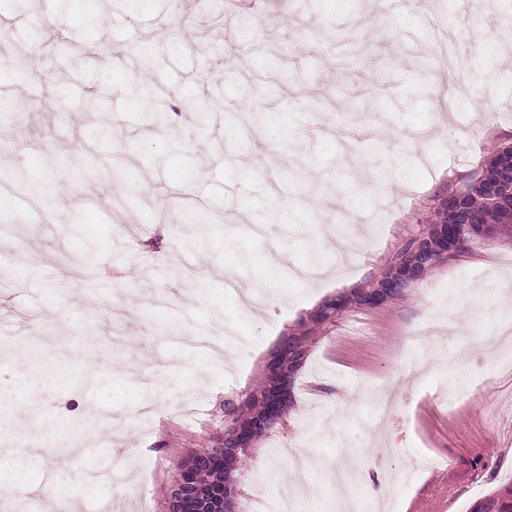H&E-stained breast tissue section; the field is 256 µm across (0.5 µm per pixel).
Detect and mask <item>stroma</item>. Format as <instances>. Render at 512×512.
<instances>
[{
	"label": "stroma",
	"mask_w": 512,
	"mask_h": 512,
	"mask_svg": "<svg viewBox=\"0 0 512 512\" xmlns=\"http://www.w3.org/2000/svg\"><path fill=\"white\" fill-rule=\"evenodd\" d=\"M446 30L468 63L448 83ZM1 31L0 485L51 482L20 512H166L282 337L380 278L512 140V0H0ZM141 84L176 108L165 130ZM508 325L495 234L316 326L239 502L277 512L287 489L291 512H336L339 470L361 512H471L511 486Z\"/></svg>",
	"instance_id": "obj_1"
}]
</instances>
